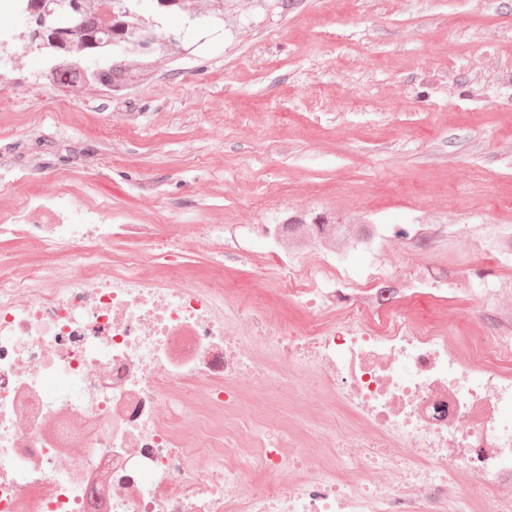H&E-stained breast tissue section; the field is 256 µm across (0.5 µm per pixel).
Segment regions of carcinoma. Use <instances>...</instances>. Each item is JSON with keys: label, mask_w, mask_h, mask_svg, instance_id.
<instances>
[{"label": "carcinoma", "mask_w": 512, "mask_h": 512, "mask_svg": "<svg viewBox=\"0 0 512 512\" xmlns=\"http://www.w3.org/2000/svg\"><path fill=\"white\" fill-rule=\"evenodd\" d=\"M250 10L266 13L290 6V0H249ZM104 0H23L22 13L44 29L37 52L45 57L44 76L63 86L84 83L118 92L136 86L131 72L160 63L185 51L179 31L167 26L172 16L207 17L222 27L239 12L238 0H145L148 8L130 5L129 0H112L114 17L105 20ZM82 19L78 31L64 32L62 19L71 7ZM288 227L319 224L328 236H336L334 220L322 213L293 212L276 220Z\"/></svg>", "instance_id": "carcinoma-1"}]
</instances>
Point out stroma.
I'll list each match as a JSON object with an SVG mask.
<instances>
[{
	"instance_id": "stroma-1",
	"label": "stroma",
	"mask_w": 512,
	"mask_h": 512,
	"mask_svg": "<svg viewBox=\"0 0 512 512\" xmlns=\"http://www.w3.org/2000/svg\"><path fill=\"white\" fill-rule=\"evenodd\" d=\"M20 51L0 103V212L41 185L116 224H268L281 212L363 213L374 241L337 247L346 278L375 270L456 287L396 314L452 323L479 342L474 294L512 285L490 247L512 239V0H297L234 31L210 30L183 58L114 95L73 98L40 82ZM257 267L224 270L248 301L277 283L282 251L240 233Z\"/></svg>"
}]
</instances>
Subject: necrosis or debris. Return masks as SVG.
Returning <instances> with one entry per match:
<instances>
[{
    "instance_id": "1",
    "label": "necrosis or debris",
    "mask_w": 512,
    "mask_h": 512,
    "mask_svg": "<svg viewBox=\"0 0 512 512\" xmlns=\"http://www.w3.org/2000/svg\"><path fill=\"white\" fill-rule=\"evenodd\" d=\"M115 234L53 191L0 214L1 240L58 256L0 252V512H512V338L481 353L390 314L396 282L328 255L279 260L277 302L244 306L178 262L202 240L214 267L248 261L223 226L162 225L152 276L153 252L110 259ZM247 381L318 405L249 414ZM0 251L11 253L21 264L36 260H47L50 257L43 252L40 246L29 244L21 238L9 241H0Z\"/></svg>"
}]
</instances>
